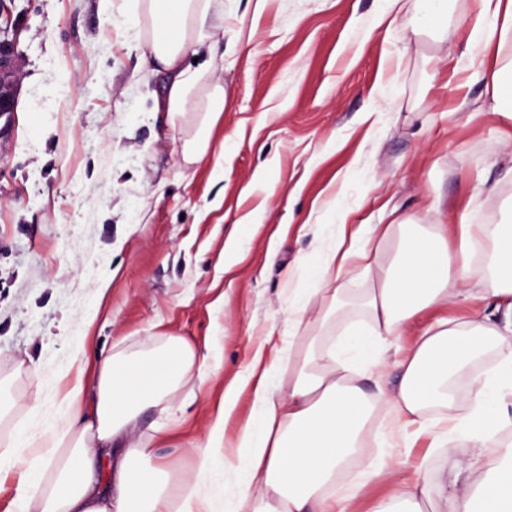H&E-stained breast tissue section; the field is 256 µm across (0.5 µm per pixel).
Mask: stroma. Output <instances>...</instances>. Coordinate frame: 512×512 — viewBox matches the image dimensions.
Masks as SVG:
<instances>
[{
    "label": "stroma",
    "mask_w": 512,
    "mask_h": 512,
    "mask_svg": "<svg viewBox=\"0 0 512 512\" xmlns=\"http://www.w3.org/2000/svg\"><path fill=\"white\" fill-rule=\"evenodd\" d=\"M385 0H211L208 35L185 66L203 75L188 110L156 111L166 74L143 56L140 0H14L15 109L0 119V452L42 427L78 377L71 358L185 338L219 375L191 380L137 427L168 464L194 465L225 386L270 329L287 332L291 291L335 235L336 212L389 223L390 209L440 223L512 206V123L491 110L476 52L415 35ZM224 110L193 160L214 84ZM427 439L390 451L356 512L393 496Z\"/></svg>",
    "instance_id": "35a3bbf8"
}]
</instances>
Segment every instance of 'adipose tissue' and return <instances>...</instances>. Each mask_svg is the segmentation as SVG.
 Instances as JSON below:
<instances>
[{
    "label": "adipose tissue",
    "instance_id": "adipose-tissue-1",
    "mask_svg": "<svg viewBox=\"0 0 512 512\" xmlns=\"http://www.w3.org/2000/svg\"><path fill=\"white\" fill-rule=\"evenodd\" d=\"M209 3L143 0L150 18L167 16L149 40L150 56L167 76L165 111L186 109L195 76L181 63L198 51L194 24ZM478 3L468 42L491 52L483 76L494 111L512 122V56L498 54L512 45V0ZM336 222L338 237L313 269L312 287L293 291L291 342L266 333L246 370L225 388L205 442L191 447L197 464L177 494L166 491V467L153 462L151 448L137 433L138 419L185 381H207L218 367L183 337L169 336L146 352L118 348L99 358L90 379L77 380L63 396L64 426L50 429L48 447L28 457L19 448L0 453V472L22 470L14 512H212L214 491L206 483L218 467L236 477L224 512H353L362 489L387 475L385 451L410 426L429 434L435 448L450 447L453 436H462L472 452L449 455L452 478L401 484L395 499L408 512H422V503L435 499L443 512H512V452L488 454L499 432L512 426V225L473 224L465 211L453 224L428 231L410 217L370 228L351 223L342 211ZM390 241L396 244L390 265L378 264L379 251ZM359 266L371 281L358 298L368 320L345 333L358 339L363 371L384 370V352L416 317L436 306L470 305L464 315L440 316L420 327L414 345L394 363L397 387L380 379L372 395L347 375L346 343L326 338L341 316L344 283ZM476 279L488 281L485 292L472 291ZM491 349L496 366L473 370V362ZM282 362L288 365V388L276 392L267 380ZM453 379L468 386L466 400L449 394ZM245 389L256 417L229 443L224 424ZM462 402L468 412L459 418L454 411ZM379 403L389 421L373 452L362 436ZM431 407L449 410L448 419L425 421ZM115 444L123 452L112 474L100 477L96 456ZM353 457L363 458L367 468L357 482L337 491L336 478Z\"/></svg>",
    "mask_w": 512,
    "mask_h": 512
}]
</instances>
